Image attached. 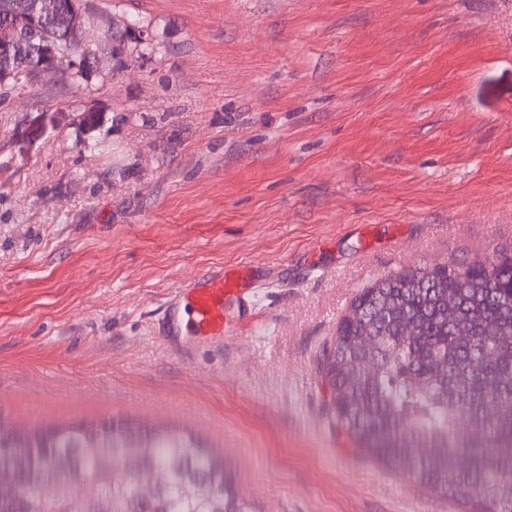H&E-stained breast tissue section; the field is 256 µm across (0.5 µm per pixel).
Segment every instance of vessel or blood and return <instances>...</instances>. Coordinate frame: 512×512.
Wrapping results in <instances>:
<instances>
[{
  "instance_id": "1",
  "label": "vessel or blood",
  "mask_w": 512,
  "mask_h": 512,
  "mask_svg": "<svg viewBox=\"0 0 512 512\" xmlns=\"http://www.w3.org/2000/svg\"><path fill=\"white\" fill-rule=\"evenodd\" d=\"M249 273L246 265L225 266L179 285L166 302L168 335L190 336L199 342L228 335L227 306L234 303L244 309L251 304V292L245 286Z\"/></svg>"
}]
</instances>
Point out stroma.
<instances>
[{
	"label": "stroma",
	"mask_w": 512,
	"mask_h": 512,
	"mask_svg": "<svg viewBox=\"0 0 512 512\" xmlns=\"http://www.w3.org/2000/svg\"><path fill=\"white\" fill-rule=\"evenodd\" d=\"M84 8L82 78L0 95V426L193 437L252 512H469L367 455L320 364L377 279L512 252V0ZM237 264L234 333L170 345L167 297Z\"/></svg>",
	"instance_id": "35a3bbf8"
}]
</instances>
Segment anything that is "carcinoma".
<instances>
[{"label": "carcinoma", "instance_id": "cac0c4a2", "mask_svg": "<svg viewBox=\"0 0 512 512\" xmlns=\"http://www.w3.org/2000/svg\"><path fill=\"white\" fill-rule=\"evenodd\" d=\"M12 3L0 0V88L35 81L52 51L78 57L71 79L83 75L86 51L69 31L83 0H58L53 18ZM455 267L462 278L425 265L370 285L321 370L337 421L371 455L478 512H512V287L479 261ZM451 449L469 456L467 471ZM1 472L25 489L0 485V512H245L224 467L164 429L0 427Z\"/></svg>", "mask_w": 512, "mask_h": 512}]
</instances>
